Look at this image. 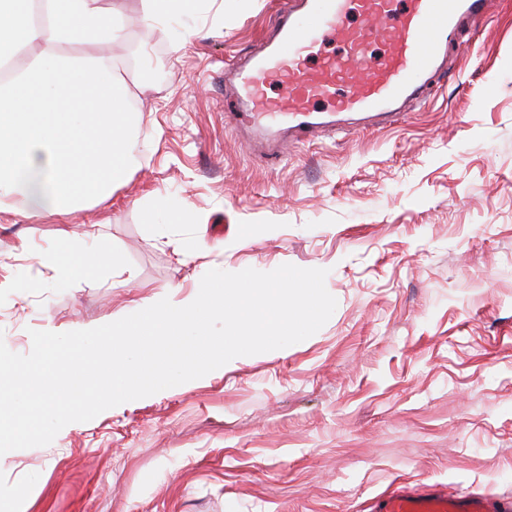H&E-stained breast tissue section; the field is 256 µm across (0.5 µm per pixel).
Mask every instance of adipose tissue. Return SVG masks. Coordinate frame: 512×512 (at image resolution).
Wrapping results in <instances>:
<instances>
[{"mask_svg":"<svg viewBox=\"0 0 512 512\" xmlns=\"http://www.w3.org/2000/svg\"><path fill=\"white\" fill-rule=\"evenodd\" d=\"M123 33L100 0H0V65L13 71L0 84V209L67 218L125 181L128 93L94 51Z\"/></svg>","mask_w":512,"mask_h":512,"instance_id":"obj_1","label":"adipose tissue"}]
</instances>
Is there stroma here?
Listing matches in <instances>:
<instances>
[{
	"mask_svg": "<svg viewBox=\"0 0 512 512\" xmlns=\"http://www.w3.org/2000/svg\"><path fill=\"white\" fill-rule=\"evenodd\" d=\"M277 0L127 19L112 54L139 117L110 199L58 222L0 211V339L88 329L209 270L324 268L337 307L289 347L110 408L0 456V512H369L398 485L512 496V0L463 26L427 104L265 155L226 124L224 72ZM189 212L173 219L170 207ZM57 256L24 259L21 244ZM116 252L136 277H67Z\"/></svg>",
	"mask_w": 512,
	"mask_h": 512,
	"instance_id": "obj_1",
	"label": "stroma"
}]
</instances>
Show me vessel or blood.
Instances as JSON below:
<instances>
[{
    "instance_id": "obj_1",
    "label": "vessel or blood",
    "mask_w": 512,
    "mask_h": 512,
    "mask_svg": "<svg viewBox=\"0 0 512 512\" xmlns=\"http://www.w3.org/2000/svg\"><path fill=\"white\" fill-rule=\"evenodd\" d=\"M487 0H280L272 36L234 74L243 122L274 150L280 137L376 120L397 122L427 101L462 21L487 19ZM372 512H512V499L400 487Z\"/></svg>"
}]
</instances>
